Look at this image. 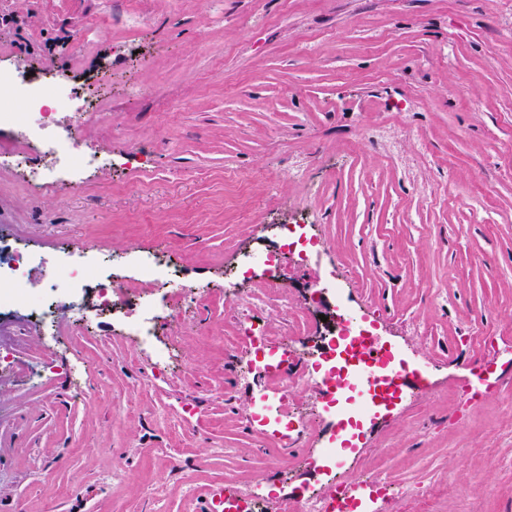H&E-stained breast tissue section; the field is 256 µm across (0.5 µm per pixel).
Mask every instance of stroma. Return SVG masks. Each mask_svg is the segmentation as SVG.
Instances as JSON below:
<instances>
[{
	"instance_id": "stroma-1",
	"label": "stroma",
	"mask_w": 512,
	"mask_h": 512,
	"mask_svg": "<svg viewBox=\"0 0 512 512\" xmlns=\"http://www.w3.org/2000/svg\"><path fill=\"white\" fill-rule=\"evenodd\" d=\"M93 16L105 24L76 41ZM0 59L81 89L99 160L82 189L36 192L0 155V252H159L216 289L257 226L275 251L279 225L308 214L318 260L286 264L255 326L285 336L302 308L331 314L308 284L332 280L380 343L430 368L429 390L354 423L345 481L402 487L374 512H421L425 485L437 512H512V0H0ZM394 120L411 135L361 139ZM93 305L60 308L50 340L28 303L0 309V348L19 351L0 363V512H207L225 490L335 489L256 421L272 384L228 304L185 301L165 366L110 316L85 336L72 309ZM487 305L478 361L464 338Z\"/></svg>"
}]
</instances>
